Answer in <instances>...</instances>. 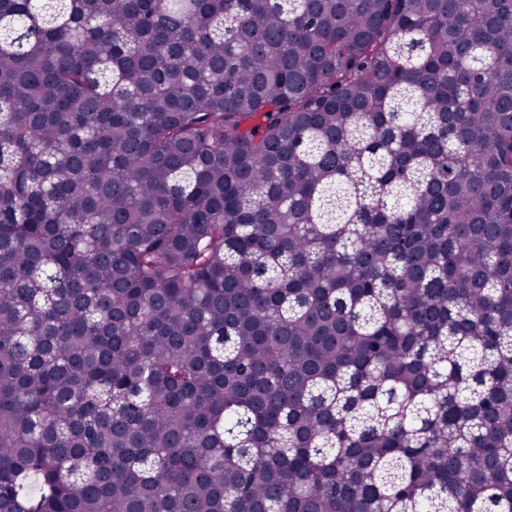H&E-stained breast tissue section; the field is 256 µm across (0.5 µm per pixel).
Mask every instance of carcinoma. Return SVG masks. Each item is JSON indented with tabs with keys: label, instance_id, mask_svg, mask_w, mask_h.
Segmentation results:
<instances>
[{
	"label": "carcinoma",
	"instance_id": "carcinoma-1",
	"mask_svg": "<svg viewBox=\"0 0 512 512\" xmlns=\"http://www.w3.org/2000/svg\"><path fill=\"white\" fill-rule=\"evenodd\" d=\"M0 512H512V0H0Z\"/></svg>",
	"mask_w": 512,
	"mask_h": 512
}]
</instances>
